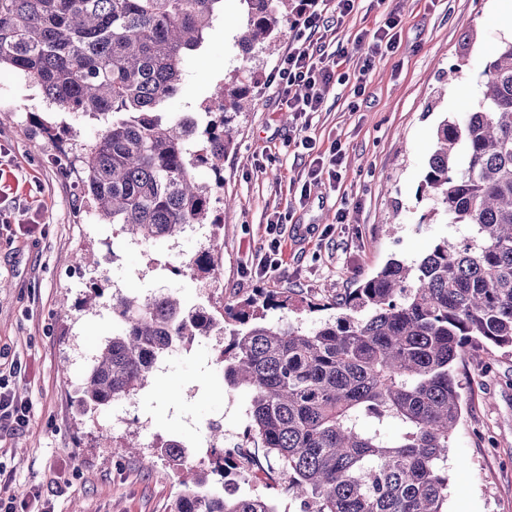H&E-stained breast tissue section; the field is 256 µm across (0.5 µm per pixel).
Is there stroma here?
Instances as JSON below:
<instances>
[{
    "instance_id": "35a3bbf8",
    "label": "stroma",
    "mask_w": 512,
    "mask_h": 512,
    "mask_svg": "<svg viewBox=\"0 0 512 512\" xmlns=\"http://www.w3.org/2000/svg\"><path fill=\"white\" fill-rule=\"evenodd\" d=\"M402 15L400 47L376 59L364 95H354L366 48L357 39L391 9ZM231 25L216 24L181 92L166 104L173 115L199 111L231 70L243 23L240 0H224ZM336 49L341 79L308 123L277 106L268 76L278 53L258 54L260 83L251 109L233 124L235 148L224 159L222 293L232 302L255 289H292L319 301L329 288L356 287L392 258L420 260L442 239L467 236L464 224L422 221L433 204L421 185L440 121L478 109L497 46L512 39V0H358L345 18ZM67 126L63 139L43 133L36 116ZM99 121L48 113L39 92L12 70L0 71V376L29 408L25 427L0 428V468L28 512H170L185 485L208 468L207 424L235 427L247 409L245 389L225 388L211 361L212 343L193 344L173 358L136 397L144 424L142 447L118 444L130 425L112 408L82 413L76 387L100 344L111 336L112 314L79 308L92 280L134 296L167 285L165 265L178 264L204 243L198 236L170 249L134 243L119 225L99 223L84 205L78 176L65 156L94 141ZM338 143L344 162L337 181L306 184L310 158ZM348 209L346 223L336 221ZM285 217L282 266L275 279L247 265L265 252L267 224ZM20 372H11L12 362ZM461 419L448 451L447 512H512V350L472 346L455 364ZM110 429L114 440L100 439ZM178 437L181 466L154 446Z\"/></svg>"
}]
</instances>
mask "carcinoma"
I'll use <instances>...</instances> for the list:
<instances>
[{"label":"carcinoma","mask_w":512,"mask_h":512,"mask_svg":"<svg viewBox=\"0 0 512 512\" xmlns=\"http://www.w3.org/2000/svg\"><path fill=\"white\" fill-rule=\"evenodd\" d=\"M241 2L237 66L203 115L174 117L164 105L224 0H0V69L24 77L51 107L102 124L75 156L84 201L144 245L210 225L208 243L172 269L205 289L221 275L224 218L195 170L224 180L233 122L253 92L240 74L296 4ZM422 188L434 201L429 216L473 234L444 239L414 263L390 260L328 303L307 302L311 313L331 311L312 329L270 317L292 306L286 290L191 308L178 288L142 299L91 287L85 306L108 303L123 327L99 346L79 407L130 399L155 374L151 356L169 353V337L190 343L227 318L238 329L214 362L229 387L250 393L248 451L238 465L211 446L212 474L276 466L299 512H445L449 441L461 418L454 365L473 343L512 348V41L489 64L480 108L439 125ZM392 423L400 432L389 438ZM157 448L183 462L178 438ZM209 486L196 478L171 512H278L265 495L208 497Z\"/></svg>","instance_id":"carcinoma-1"}]
</instances>
